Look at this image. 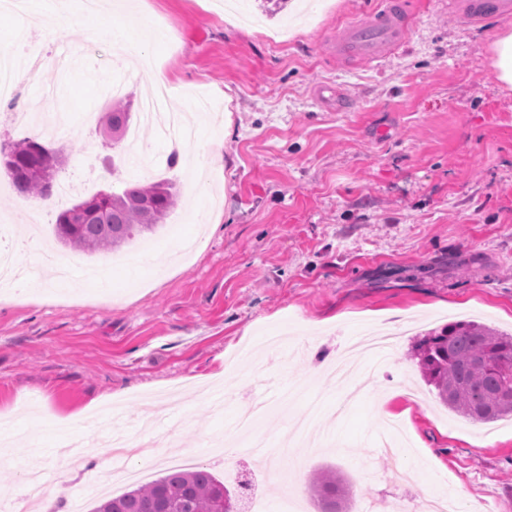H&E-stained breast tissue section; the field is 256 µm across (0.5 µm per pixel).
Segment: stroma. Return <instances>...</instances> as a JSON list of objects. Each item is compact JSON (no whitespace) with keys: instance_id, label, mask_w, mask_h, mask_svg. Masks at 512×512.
Masks as SVG:
<instances>
[{"instance_id":"obj_1","label":"stroma","mask_w":512,"mask_h":512,"mask_svg":"<svg viewBox=\"0 0 512 512\" xmlns=\"http://www.w3.org/2000/svg\"><path fill=\"white\" fill-rule=\"evenodd\" d=\"M241 2L256 25L225 15L220 0H125L97 16L77 10L62 42L34 26L21 47L78 61L64 73L46 65L36 81L50 92L42 110L69 115L50 145L72 199L145 173L81 124L83 112L110 111L117 82L150 172L176 180L180 198L164 226L122 248L133 256L152 242L153 275L115 267L110 287L60 289L47 268L42 292L0 300V419L24 424L0 501L31 512L19 473L36 442L55 472L44 497L77 495L92 512L95 482L59 481L53 448L63 418L113 396L138 433L178 406L172 425L194 466L232 490L249 478L267 512H318L304 480L327 465L344 475L354 512H417L444 489L465 512H512V418L490 429L438 405L412 358L423 335L451 321L512 332V88L490 51L512 17L470 27L448 0H406L405 39L375 62L338 58L335 43L379 0H307L300 16L280 0ZM135 17L154 34L138 71L105 34ZM156 75L173 101L222 104L231 130L206 123L191 140L158 141L140 119ZM201 209L216 223L197 222ZM28 211L0 172L12 244L30 230ZM176 237L201 246L165 252ZM406 324L412 332L389 354L361 356L359 393L320 374L322 355L343 342ZM316 394L348 405L339 422L317 416L330 441L295 448L303 474L286 485L266 477L278 456L260 462L246 449L227 460L208 445L266 398L258 428L277 446L285 417ZM397 467L407 479L394 485L385 476Z\"/></svg>"}]
</instances>
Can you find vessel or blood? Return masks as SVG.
<instances>
[{
  "label": "vessel or blood",
  "mask_w": 512,
  "mask_h": 512,
  "mask_svg": "<svg viewBox=\"0 0 512 512\" xmlns=\"http://www.w3.org/2000/svg\"><path fill=\"white\" fill-rule=\"evenodd\" d=\"M403 0H382L378 10L361 22L342 30L336 40L337 52L348 58H368L374 61L403 39L401 18ZM512 15V0H466L463 8L465 23L478 25L492 17Z\"/></svg>",
  "instance_id": "1"
}]
</instances>
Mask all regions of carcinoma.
Masks as SVG:
<instances>
[{"mask_svg":"<svg viewBox=\"0 0 512 512\" xmlns=\"http://www.w3.org/2000/svg\"><path fill=\"white\" fill-rule=\"evenodd\" d=\"M130 113L112 105V129L120 142ZM9 178L16 193L35 201L53 194L56 151L27 137L14 144ZM178 192L170 179L99 192L60 211L54 236L87 254L111 251L153 231L173 211ZM413 357L438 402L464 418L490 423L512 417V334L475 321H455L423 337ZM308 491L323 512H340L343 480L333 468L318 471ZM224 482L206 469L168 471L158 479L102 500L91 512H223Z\"/></svg>","mask_w":512,"mask_h":512,"instance_id":"obj_1","label":"carcinoma"}]
</instances>
